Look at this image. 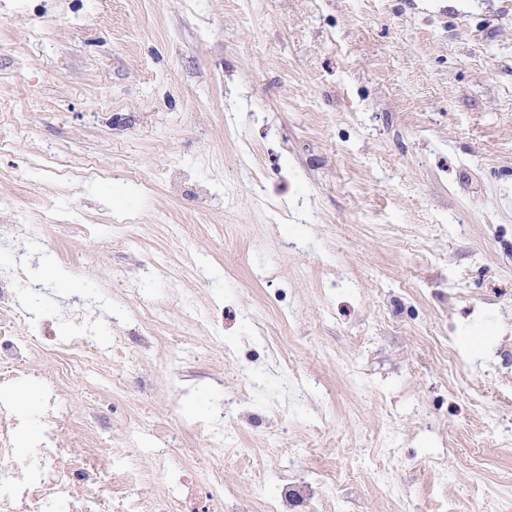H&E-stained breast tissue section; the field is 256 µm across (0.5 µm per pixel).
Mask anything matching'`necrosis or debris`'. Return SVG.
<instances>
[{
	"mask_svg": "<svg viewBox=\"0 0 512 512\" xmlns=\"http://www.w3.org/2000/svg\"><path fill=\"white\" fill-rule=\"evenodd\" d=\"M41 292L20 260L0 262V512H224L226 489L214 467L190 473L181 437L163 418L132 413L124 447L114 448L101 433L94 404L78 412L68 399L78 374L106 385L112 397L127 398L141 350L160 340L163 317L156 305L145 300L139 306L141 336L134 348L119 336L102 339L112 317L94 296L72 299L49 315L36 305ZM31 382L38 390L32 411L16 400ZM234 405V398L225 399L193 428L212 443L216 465L223 464L222 447L232 437ZM145 439L149 470L130 455ZM335 482L331 474L289 478L259 496L257 512H336L328 495Z\"/></svg>",
	"mask_w": 512,
	"mask_h": 512,
	"instance_id": "1",
	"label": "necrosis or debris"
}]
</instances>
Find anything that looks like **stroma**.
<instances>
[{
  "label": "stroma",
  "instance_id": "35a3bbf8",
  "mask_svg": "<svg viewBox=\"0 0 512 512\" xmlns=\"http://www.w3.org/2000/svg\"><path fill=\"white\" fill-rule=\"evenodd\" d=\"M0 137V203L52 227L20 246L38 306L124 277L114 331L137 291L165 313L133 374L172 430L257 374L235 446L264 479L300 448L342 512H512V0H0ZM269 342L312 383L281 419Z\"/></svg>",
  "mask_w": 512,
  "mask_h": 512
}]
</instances>
